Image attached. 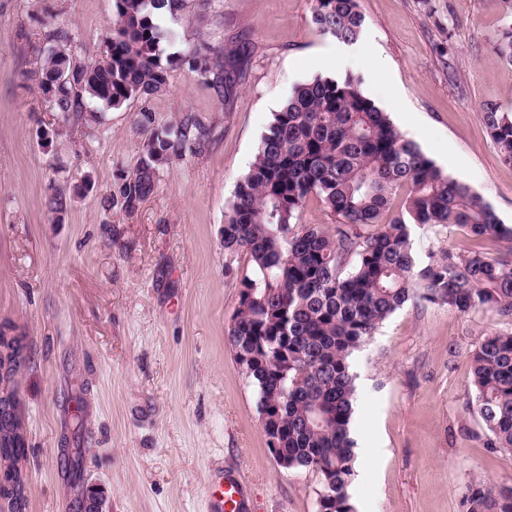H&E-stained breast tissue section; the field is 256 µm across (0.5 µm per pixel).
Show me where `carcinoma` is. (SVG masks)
I'll use <instances>...</instances> for the list:
<instances>
[{
	"mask_svg": "<svg viewBox=\"0 0 512 512\" xmlns=\"http://www.w3.org/2000/svg\"><path fill=\"white\" fill-rule=\"evenodd\" d=\"M184 0H113V25L100 61L87 65L68 48L60 28L46 36L44 65L28 79L40 92L46 126L89 116L94 101L117 109L148 101L168 86L169 69L186 64L221 98L242 78L253 52L246 38L222 54L196 44L163 57L164 34L155 11L171 17ZM312 21L345 45L356 43L364 18L359 0H312ZM495 51L512 65V26ZM483 121L502 160L512 164V114L482 107ZM136 125L147 134L134 170H118L103 206L132 213L156 190L160 172L186 154H201L213 128L194 112L158 127L144 107ZM57 190L48 199L56 222L71 200ZM400 215L385 221L391 201ZM336 217L326 230L299 223L310 198ZM434 224L466 227L475 236L512 240L469 185L453 179L405 139L348 74L315 78L291 90L273 113L248 172L225 214L224 254H245L250 273L240 279L227 330L236 362L256 392V410L270 451L286 470L319 479V512H355L349 488L356 473L350 436L357 375L352 357L379 326L407 302L448 305L462 314L493 310L512 319V257L492 260L479 250L445 248L419 260L411 230ZM473 414L489 448L512 452V331L487 334L470 355ZM82 449L72 448L66 472L81 480ZM464 512H512V486L480 483L468 489Z\"/></svg>",
	"mask_w": 512,
	"mask_h": 512,
	"instance_id": "1",
	"label": "carcinoma"
}]
</instances>
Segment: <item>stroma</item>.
<instances>
[{
	"instance_id": "stroma-1",
	"label": "stroma",
	"mask_w": 512,
	"mask_h": 512,
	"mask_svg": "<svg viewBox=\"0 0 512 512\" xmlns=\"http://www.w3.org/2000/svg\"><path fill=\"white\" fill-rule=\"evenodd\" d=\"M356 44L371 67L344 73L449 176L481 193L512 227V165L483 121L484 104L512 113V66L494 50L512 23L502 0H360ZM112 0H0V326L23 336L30 361L16 389L26 427L25 512H75L89 486L107 512H209L215 481L236 475L246 512H317L319 481L271 455L254 389L227 329L246 256L225 274L224 214L274 112L296 85L331 76L343 46L311 18V0H187L164 55L246 35L254 53L232 96L220 99L188 67L165 92L117 109L102 123H68L40 138L41 98L26 74L46 32L65 27L93 62L112 27ZM195 112L216 140L160 173L133 213L105 209L117 169L142 147L135 119ZM91 182L63 222L46 208L56 187ZM420 257L454 246L495 259L512 242L463 228L414 227ZM496 313L406 304L354 358L359 400L352 428L356 512H463L469 486L512 484V453L486 446L470 414L468 359ZM82 429H75V417ZM84 450L81 480L62 460Z\"/></svg>"
}]
</instances>
